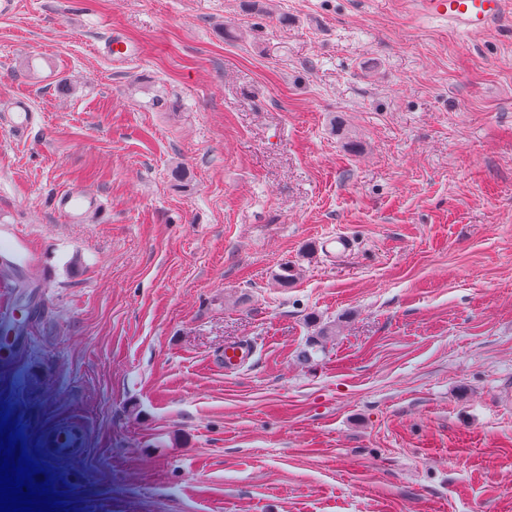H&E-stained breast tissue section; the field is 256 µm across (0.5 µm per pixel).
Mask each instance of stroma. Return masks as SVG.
<instances>
[{"label": "stroma", "instance_id": "stroma-1", "mask_svg": "<svg viewBox=\"0 0 512 512\" xmlns=\"http://www.w3.org/2000/svg\"><path fill=\"white\" fill-rule=\"evenodd\" d=\"M20 96L0 412L74 512H512V0L476 35L412 0H21ZM77 189L104 212L53 209ZM102 50L113 60H126L137 53V48L133 43L116 35L105 40ZM8 119L11 126L17 130L28 127L33 117V110L30 101L25 97H18L10 107Z\"/></svg>", "mask_w": 512, "mask_h": 512}]
</instances>
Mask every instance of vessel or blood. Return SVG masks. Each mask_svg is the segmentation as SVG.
Segmentation results:
<instances>
[{
  "instance_id": "b4317fda",
  "label": "vessel or blood",
  "mask_w": 512,
  "mask_h": 512,
  "mask_svg": "<svg viewBox=\"0 0 512 512\" xmlns=\"http://www.w3.org/2000/svg\"><path fill=\"white\" fill-rule=\"evenodd\" d=\"M503 0H414V12L418 19L451 28L462 34H476L496 26L502 18ZM104 53L114 60L133 57L136 46L122 37L110 36L104 43ZM33 110L27 98L14 100L8 119L11 126L21 130L28 127ZM99 200L91 194L75 190L57 196L54 206L67 215L70 222L82 223L90 210L98 208Z\"/></svg>"
}]
</instances>
